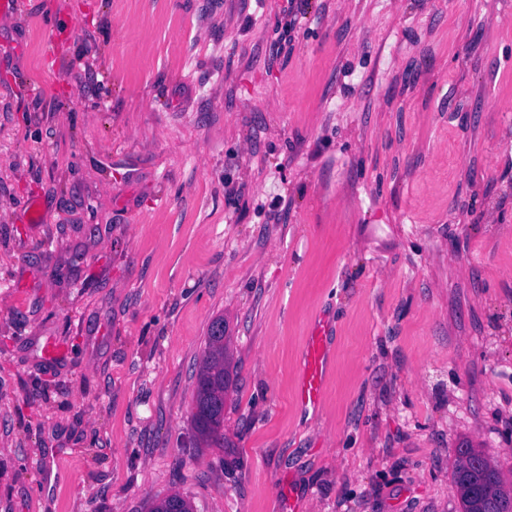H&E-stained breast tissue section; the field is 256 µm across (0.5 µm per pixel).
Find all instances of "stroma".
Here are the masks:
<instances>
[{"instance_id":"35a3bbf8","label":"stroma","mask_w":512,"mask_h":512,"mask_svg":"<svg viewBox=\"0 0 512 512\" xmlns=\"http://www.w3.org/2000/svg\"><path fill=\"white\" fill-rule=\"evenodd\" d=\"M509 9L0 13V512H460L465 444L512 480ZM218 318L220 447L190 418ZM325 325L316 323L310 330L305 350V363L295 401L303 407H317L322 398L326 353L323 336ZM151 512H193L191 502L180 494L173 493L150 506Z\"/></svg>"}]
</instances>
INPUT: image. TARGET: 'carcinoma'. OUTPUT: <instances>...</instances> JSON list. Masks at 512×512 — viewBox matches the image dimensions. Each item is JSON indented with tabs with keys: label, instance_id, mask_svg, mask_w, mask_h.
Listing matches in <instances>:
<instances>
[{
	"label": "carcinoma",
	"instance_id": "obj_1",
	"mask_svg": "<svg viewBox=\"0 0 512 512\" xmlns=\"http://www.w3.org/2000/svg\"><path fill=\"white\" fill-rule=\"evenodd\" d=\"M226 358L224 319L218 318L210 328L191 409L198 436L215 445L224 443V397L230 388ZM453 484L462 512H512V485H507L498 468L474 448L459 451ZM150 512H193V506L173 493L153 502Z\"/></svg>",
	"mask_w": 512,
	"mask_h": 512
}]
</instances>
